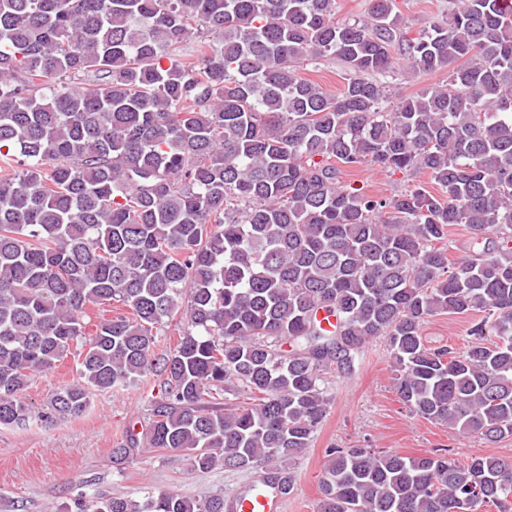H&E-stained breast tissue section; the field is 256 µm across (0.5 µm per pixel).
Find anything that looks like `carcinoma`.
Returning a JSON list of instances; mask_svg holds the SVG:
<instances>
[{
	"mask_svg": "<svg viewBox=\"0 0 512 512\" xmlns=\"http://www.w3.org/2000/svg\"><path fill=\"white\" fill-rule=\"evenodd\" d=\"M395 2L351 22L336 0H0V425H52L151 374L149 447L202 472L275 466L383 339L411 414L512 436V12L454 0L410 37ZM328 56L347 69L338 94L300 75ZM401 64L448 83L389 112L382 78ZM366 164L437 192L343 181ZM455 224L472 245L458 263L441 245ZM92 305L110 315L89 331ZM447 312L489 319L432 349L422 324ZM168 323L180 340L159 352ZM69 355L77 378L32 411L33 377ZM236 386L257 403L210 401ZM140 445L132 424L113 467ZM329 455L317 512H512L511 460ZM65 512L225 510L81 492Z\"/></svg>",
	"mask_w": 512,
	"mask_h": 512,
	"instance_id": "obj_1",
	"label": "carcinoma"
}]
</instances>
